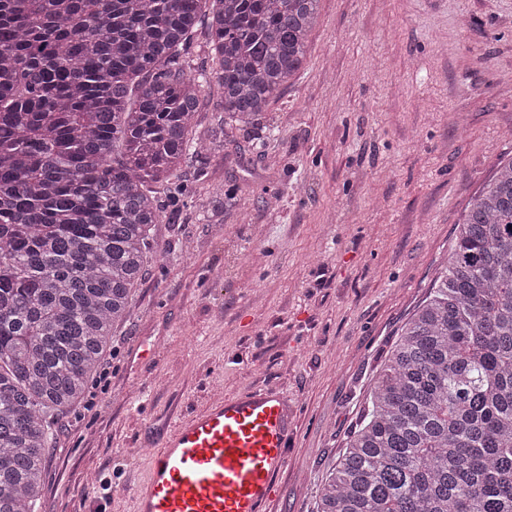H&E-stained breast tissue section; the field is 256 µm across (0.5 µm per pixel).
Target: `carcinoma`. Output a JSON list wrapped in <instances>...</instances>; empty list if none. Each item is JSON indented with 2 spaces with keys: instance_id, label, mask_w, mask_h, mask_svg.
Returning <instances> with one entry per match:
<instances>
[{
  "instance_id": "obj_1",
  "label": "carcinoma",
  "mask_w": 512,
  "mask_h": 512,
  "mask_svg": "<svg viewBox=\"0 0 512 512\" xmlns=\"http://www.w3.org/2000/svg\"><path fill=\"white\" fill-rule=\"evenodd\" d=\"M319 2L0 0V512H37L54 417L85 398L160 261L204 85L229 122L263 115ZM203 17L212 66L192 75ZM316 512H512V158L458 225Z\"/></svg>"
}]
</instances>
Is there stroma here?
<instances>
[{"label":"stroma","instance_id":"35a3bbf8","mask_svg":"<svg viewBox=\"0 0 512 512\" xmlns=\"http://www.w3.org/2000/svg\"><path fill=\"white\" fill-rule=\"evenodd\" d=\"M202 98L206 151L156 227L164 260L92 403L55 419L39 512H133L154 422L259 384L296 409L268 512H316L458 224L512 157V0H320L303 68L259 121L226 124L218 86Z\"/></svg>","mask_w":512,"mask_h":512}]
</instances>
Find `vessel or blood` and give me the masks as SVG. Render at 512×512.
<instances>
[{
	"label": "vessel or blood",
	"mask_w": 512,
	"mask_h": 512,
	"mask_svg": "<svg viewBox=\"0 0 512 512\" xmlns=\"http://www.w3.org/2000/svg\"><path fill=\"white\" fill-rule=\"evenodd\" d=\"M294 427L287 394L263 385L189 414L163 433L134 512H266Z\"/></svg>",
	"instance_id": "obj_1"
}]
</instances>
